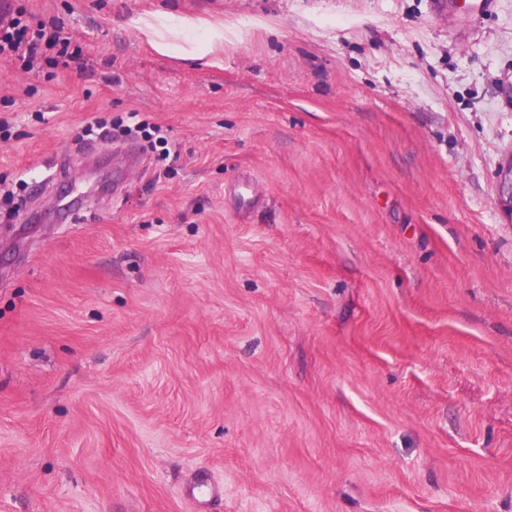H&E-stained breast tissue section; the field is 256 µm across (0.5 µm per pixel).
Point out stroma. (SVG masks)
I'll use <instances>...</instances> for the list:
<instances>
[{
	"label": "stroma",
	"instance_id": "1",
	"mask_svg": "<svg viewBox=\"0 0 512 512\" xmlns=\"http://www.w3.org/2000/svg\"><path fill=\"white\" fill-rule=\"evenodd\" d=\"M8 5L0 512H512V0ZM24 15L20 7L0 8V60L9 63L18 58L33 68L34 62L44 53L42 46L54 47L59 44V39L55 32L48 33L42 23L32 29L23 19ZM96 129L99 131L98 136L105 140H112V138L131 136L132 134H144L147 138H152L154 134L159 133L161 128L159 126L150 127L149 124L139 119V112L137 110H130L127 112L125 118L120 117L115 120L99 117L95 121ZM497 202L499 207L512 218V154L499 173Z\"/></svg>",
	"mask_w": 512,
	"mask_h": 512
}]
</instances>
